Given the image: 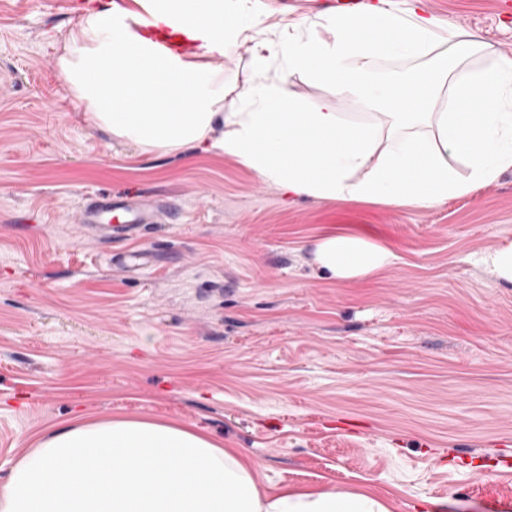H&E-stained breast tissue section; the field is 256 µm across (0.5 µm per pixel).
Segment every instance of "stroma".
I'll return each instance as SVG.
<instances>
[{
	"label": "stroma",
	"mask_w": 512,
	"mask_h": 512,
	"mask_svg": "<svg viewBox=\"0 0 512 512\" xmlns=\"http://www.w3.org/2000/svg\"><path fill=\"white\" fill-rule=\"evenodd\" d=\"M87 0H0V486L78 414L201 430L262 488L364 491L391 512L512 501V284L483 257L512 240V169L432 207L293 198L214 151L163 155L89 126L53 62ZM440 28L512 58V0H419ZM336 0H257L224 57L241 87L263 41ZM168 196L141 236L79 225L91 195ZM389 246L341 282L325 233ZM153 259L140 274L126 251Z\"/></svg>",
	"instance_id": "35a3bbf8"
}]
</instances>
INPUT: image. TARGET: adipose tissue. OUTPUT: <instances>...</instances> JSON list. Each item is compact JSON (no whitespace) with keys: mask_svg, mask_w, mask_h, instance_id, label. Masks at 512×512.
Returning a JSON list of instances; mask_svg holds the SVG:
<instances>
[{"mask_svg":"<svg viewBox=\"0 0 512 512\" xmlns=\"http://www.w3.org/2000/svg\"><path fill=\"white\" fill-rule=\"evenodd\" d=\"M117 0L86 9L54 61L91 126L165 155L194 148L236 158L299 197L435 206L512 168V58L434 17L395 12L389 0L337 15L256 48L252 82L224 86L223 58L251 12L225 0ZM191 44L167 46L166 32ZM417 61L406 80L368 79L379 59ZM328 82L311 103L266 79L272 62ZM384 107L371 124L341 119L336 101ZM463 162L460 176L454 162ZM334 279L371 278L391 266L387 246L329 233L314 247ZM0 512H389L366 493L260 490L255 466L208 435L133 417L75 418L40 440L0 489Z\"/></svg>","mask_w":512,"mask_h":512,"instance_id":"ef3b65f1","label":"adipose tissue"}]
</instances>
